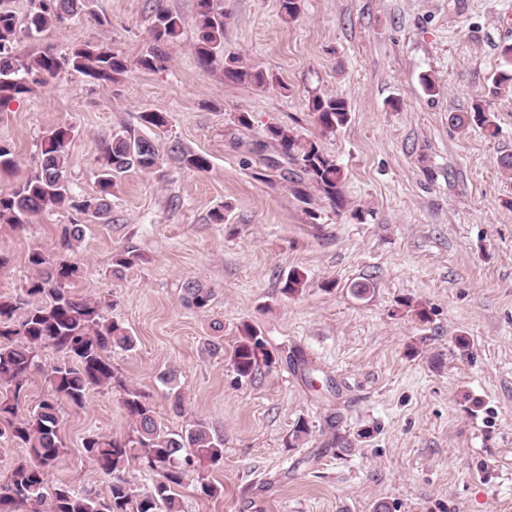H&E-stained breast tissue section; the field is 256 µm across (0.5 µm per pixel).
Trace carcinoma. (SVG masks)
<instances>
[{
  "mask_svg": "<svg viewBox=\"0 0 512 512\" xmlns=\"http://www.w3.org/2000/svg\"><path fill=\"white\" fill-rule=\"evenodd\" d=\"M27 2L28 9L20 18L12 0H0V103L29 92L32 83L45 84L65 73L76 72L110 86L119 83L133 65L145 71L161 66L163 55L155 47L132 62L102 40L74 45L64 53L51 46L36 54L22 53L18 44L24 37L38 36L75 16L98 17L95 0ZM224 18V0H197L195 57L206 68L221 67L224 78L231 82L264 88L269 76L245 64L238 55L224 54ZM184 27L185 20L178 12L159 5L150 28L152 41L177 44ZM309 111L325 135L336 133L349 121L346 101L334 95L314 96ZM138 119L139 128L112 132L97 171V190L87 196L76 194L69 179L72 127L61 125L47 131L35 174L0 188V224L22 229L32 214L65 208L94 219L106 218L109 196L120 175L130 170L153 172L164 163L155 135L168 126V113L144 110ZM449 121L457 128L474 122L487 136L498 134L492 113L480 105L471 113L450 115ZM268 139L292 166L296 182H310L333 204L341 199L343 171L318 142L303 141L281 126L268 127ZM170 158L189 170L206 172L210 168L206 155L179 144L170 147ZM83 235L84 227L78 223L66 224L61 230L67 248ZM28 264L34 275L20 292L0 295V386L9 389V395L0 396V440L27 450L0 482V512L20 508L26 512H184L180 489L189 481L196 482L203 495L219 496L222 490L208 479L207 470L224 458V434L201 420L180 432L166 429L150 397L127 384L112 365V351L134 349L135 337L123 325L104 319L102 298L70 290L78 266L40 248L29 253ZM212 296L211 289L195 280L180 286V298L188 308L204 310ZM43 348H53L64 357L47 373L46 396L32 412L22 415L19 400ZM262 362H272V354L257 329L246 325L231 355L234 371L249 378ZM161 380L171 389L172 409L182 412L175 371L164 373ZM113 387L131 420V434L117 438L93 433L83 441L86 457L111 477L108 495L79 491L67 482L47 486L46 472L64 461L69 452L62 433L61 404L81 408L91 390ZM132 460L152 475L150 490L138 491L124 476Z\"/></svg>",
  "mask_w": 512,
  "mask_h": 512,
  "instance_id": "1",
  "label": "carcinoma"
}]
</instances>
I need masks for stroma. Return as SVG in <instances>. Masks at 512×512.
<instances>
[{
  "mask_svg": "<svg viewBox=\"0 0 512 512\" xmlns=\"http://www.w3.org/2000/svg\"><path fill=\"white\" fill-rule=\"evenodd\" d=\"M164 3L186 26L163 47L162 69L130 70L109 88L67 73L0 105V143L17 162L0 172V188L34 173L44 133L65 124L72 186L94 193L113 129L146 109L170 115L160 152L182 144L207 155L209 171L168 161L125 173L103 221L57 210L21 231L0 224L9 260L0 293L21 289L33 248L59 252L63 225L84 224L65 252L80 267L75 291L110 299L104 317L137 341L113 351V366L168 429L202 420L224 433V461L209 470L223 493L186 485L185 512H512V179L496 163L512 154V94L494 84L512 47V0H304L290 22L279 0H224V49L273 75L262 90L198 64L196 0ZM154 7L96 0L98 20L69 21L21 47L105 40L132 60L152 44ZM317 94L348 104L336 134L322 135L308 110ZM477 103L494 114L497 137L450 124ZM239 112L250 127L237 126ZM271 125L335 157L343 206L268 166ZM216 210L223 223L212 222ZM128 246L138 261L114 273L113 254ZM293 270L306 285L290 297L282 287ZM188 279L212 289L208 310L181 303ZM357 282L369 287L360 298ZM247 323L276 361L241 378L229 354ZM216 334L224 352L212 356L204 343ZM172 368L179 415L160 380ZM302 420L311 433L297 441ZM130 430L113 390L65 407L69 454L48 484L107 495L111 478L82 442Z\"/></svg>",
  "mask_w": 512,
  "mask_h": 512,
  "instance_id": "35a3bbf8",
  "label": "stroma"
}]
</instances>
